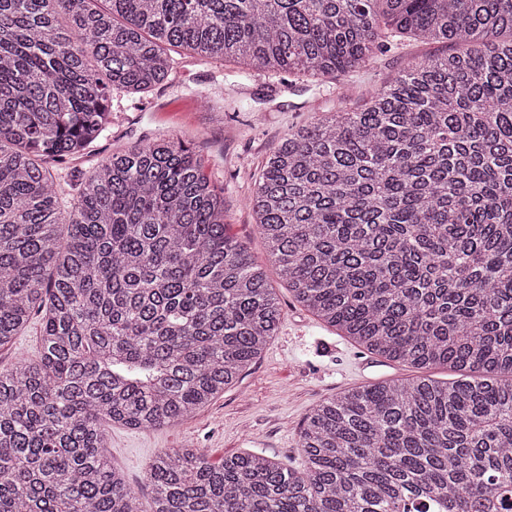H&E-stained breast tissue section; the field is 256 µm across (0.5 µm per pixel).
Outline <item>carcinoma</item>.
Returning a JSON list of instances; mask_svg holds the SVG:
<instances>
[{"label":"carcinoma","instance_id":"cac0c4a2","mask_svg":"<svg viewBox=\"0 0 512 512\" xmlns=\"http://www.w3.org/2000/svg\"><path fill=\"white\" fill-rule=\"evenodd\" d=\"M91 2L0 0V347L42 315L38 358L0 371V512H141L103 422H183L282 315L184 140L75 176L66 221L52 164L108 129L112 91L166 81L172 48L327 76L368 64L383 25L456 52L270 150L258 232L294 300L368 352L482 378L327 400L302 428L300 471L165 450L151 512L512 508V38L492 41L512 33V0Z\"/></svg>","mask_w":512,"mask_h":512}]
</instances>
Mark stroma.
<instances>
[{
  "label": "stroma",
  "instance_id": "obj_1",
  "mask_svg": "<svg viewBox=\"0 0 512 512\" xmlns=\"http://www.w3.org/2000/svg\"><path fill=\"white\" fill-rule=\"evenodd\" d=\"M445 42L391 37L370 65L331 77L259 72L234 62L176 56L168 82L141 95L112 96V124L89 151L53 174L64 199L73 174L94 171L112 151L179 137L200 156L205 174L224 197L230 234L255 261L266 252L249 205L266 154L293 128L341 107L363 106L410 62L448 54ZM283 318L261 356L238 381L193 417L171 427L107 429L113 464L149 501L147 470L164 450L206 449L212 461L255 452L298 470L307 416L346 389L418 377L419 371L370 354L299 305L273 280Z\"/></svg>",
  "mask_w": 512,
  "mask_h": 512
}]
</instances>
